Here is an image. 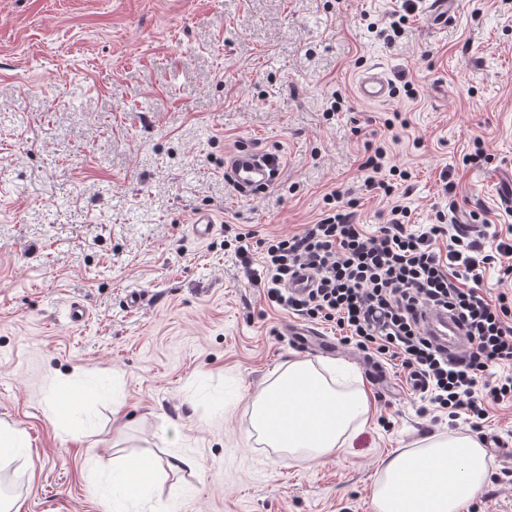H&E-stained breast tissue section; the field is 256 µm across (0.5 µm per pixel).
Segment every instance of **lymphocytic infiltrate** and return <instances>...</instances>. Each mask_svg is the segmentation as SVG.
I'll return each mask as SVG.
<instances>
[{"label":"lymphocytic infiltrate","instance_id":"1","mask_svg":"<svg viewBox=\"0 0 512 512\" xmlns=\"http://www.w3.org/2000/svg\"><path fill=\"white\" fill-rule=\"evenodd\" d=\"M366 150L364 187L392 195L408 171L385 144L371 142ZM329 199L320 220L299 233L258 241L253 232H235L243 268L261 267L266 304L336 323L345 344L396 360L422 399L447 411L449 421L464 416L472 431H481L489 405L512 400V293L488 300L481 278L482 268L497 263L512 280V226L494 228L499 243L491 252L441 223L412 230L411 211L402 205L371 230L353 221L339 194ZM302 270L311 273L313 286L291 293L288 283ZM428 309L447 311L463 327L468 343L460 353L451 357L434 345L421 323Z\"/></svg>","mask_w":512,"mask_h":512}]
</instances>
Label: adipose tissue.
Masks as SVG:
<instances>
[{
    "instance_id": "obj_1",
    "label": "adipose tissue",
    "mask_w": 512,
    "mask_h": 512,
    "mask_svg": "<svg viewBox=\"0 0 512 512\" xmlns=\"http://www.w3.org/2000/svg\"><path fill=\"white\" fill-rule=\"evenodd\" d=\"M253 430L269 447L309 460L339 454L364 419V392H343L306 360L289 363L251 402ZM489 476L485 448L463 433L437 436L382 465L375 512H464Z\"/></svg>"
}]
</instances>
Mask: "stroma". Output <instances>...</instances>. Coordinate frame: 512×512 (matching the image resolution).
Instances as JSON below:
<instances>
[{
    "label": "stroma",
    "mask_w": 512,
    "mask_h": 512,
    "mask_svg": "<svg viewBox=\"0 0 512 512\" xmlns=\"http://www.w3.org/2000/svg\"><path fill=\"white\" fill-rule=\"evenodd\" d=\"M398 7L0 0V423L23 432L20 512H114L118 473L145 458L158 469L142 512H374L382 459L468 431L424 410L403 376L377 385L352 347L310 358L285 330L302 318L267 307L226 244L233 228L299 233L334 191L361 224L396 205L431 224L454 202L512 225L497 182L512 170V0H460L437 28L419 2L389 44L369 25ZM369 69L388 99L358 97ZM396 112L407 127L386 130ZM375 137L411 172L408 191L365 190ZM244 147L283 161L257 195L227 178ZM200 209L215 220L204 240ZM308 358L370 398L349 448L319 462L251 429L269 376ZM483 431L505 453L473 512H512V402L489 407Z\"/></svg>",
    "instance_id": "1"
}]
</instances>
